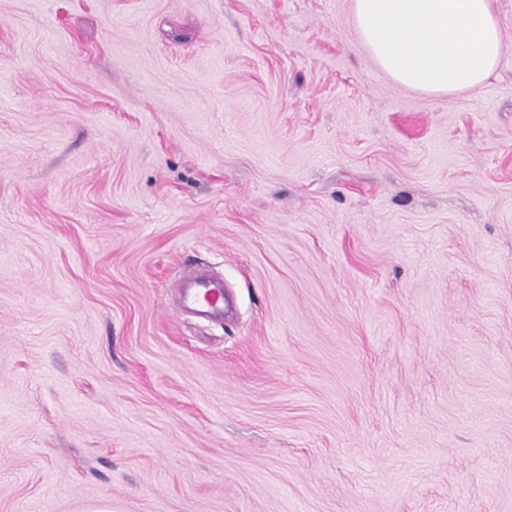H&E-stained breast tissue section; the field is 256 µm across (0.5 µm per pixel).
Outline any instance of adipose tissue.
Returning a JSON list of instances; mask_svg holds the SVG:
<instances>
[{
  "instance_id": "ef3b65f1",
  "label": "adipose tissue",
  "mask_w": 512,
  "mask_h": 512,
  "mask_svg": "<svg viewBox=\"0 0 512 512\" xmlns=\"http://www.w3.org/2000/svg\"><path fill=\"white\" fill-rule=\"evenodd\" d=\"M351 13L375 65L425 94L482 85L503 60L491 0H351Z\"/></svg>"
}]
</instances>
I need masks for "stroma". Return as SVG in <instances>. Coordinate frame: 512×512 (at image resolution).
Masks as SVG:
<instances>
[{
  "instance_id": "35a3bbf8",
  "label": "stroma",
  "mask_w": 512,
  "mask_h": 512,
  "mask_svg": "<svg viewBox=\"0 0 512 512\" xmlns=\"http://www.w3.org/2000/svg\"><path fill=\"white\" fill-rule=\"evenodd\" d=\"M492 8L429 96L351 0H0V512H512ZM180 301L185 307L201 306L213 313H220L224 302V284L220 281H197L182 292Z\"/></svg>"
}]
</instances>
